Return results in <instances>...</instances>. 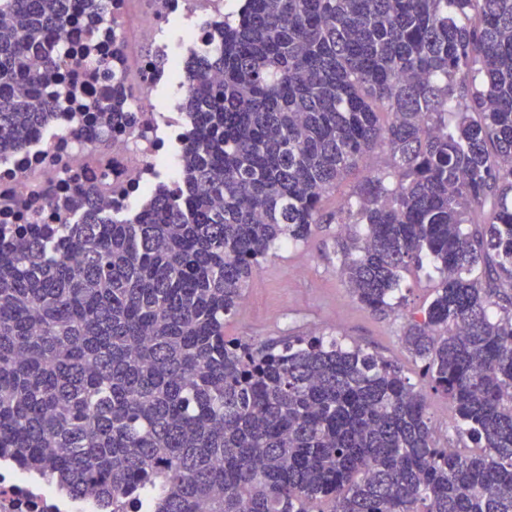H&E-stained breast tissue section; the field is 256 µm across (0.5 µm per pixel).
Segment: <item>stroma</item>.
Segmentation results:
<instances>
[{
    "label": "stroma",
    "mask_w": 512,
    "mask_h": 512,
    "mask_svg": "<svg viewBox=\"0 0 512 512\" xmlns=\"http://www.w3.org/2000/svg\"><path fill=\"white\" fill-rule=\"evenodd\" d=\"M347 186L327 198L322 224L307 242L278 250L257 268L238 313L226 320L224 331L258 343L285 336L316 334L341 336L397 365L427 402L439 445L452 438L455 411L448 398L436 392L423 375L422 363L402 342L406 312L426 303L435 286L425 276L410 273L403 283L405 304L386 314L362 308L352 297L341 272L336 238L342 225L331 216L344 202Z\"/></svg>",
    "instance_id": "35a3bbf8"
}]
</instances>
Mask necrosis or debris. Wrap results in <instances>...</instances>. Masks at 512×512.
Here are the masks:
<instances>
[{"label":"necrosis or debris","instance_id":"necrosis-or-debris-1","mask_svg":"<svg viewBox=\"0 0 512 512\" xmlns=\"http://www.w3.org/2000/svg\"><path fill=\"white\" fill-rule=\"evenodd\" d=\"M230 0H109L108 15L92 24L87 0H72L71 18L55 35L62 77L50 88L54 116L18 151L0 155V224H73L74 203L96 190L102 210L128 218L159 187L180 190V155L172 130L190 127L185 112L164 111L152 98L159 82L186 91L190 53L174 55L175 31L192 51L222 32ZM108 59V70L98 62ZM128 91V118L114 119L93 104L113 87ZM0 512H98L92 501L58 505L54 491L0 471Z\"/></svg>","mask_w":512,"mask_h":512}]
</instances>
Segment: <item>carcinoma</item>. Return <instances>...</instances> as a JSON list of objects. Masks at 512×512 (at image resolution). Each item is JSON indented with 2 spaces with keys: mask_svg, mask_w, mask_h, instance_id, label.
<instances>
[{
  "mask_svg": "<svg viewBox=\"0 0 512 512\" xmlns=\"http://www.w3.org/2000/svg\"><path fill=\"white\" fill-rule=\"evenodd\" d=\"M185 77L187 195L0 230V461L112 512H512V0H246ZM0 151L50 111L70 0H0ZM336 223L356 301L432 263L395 364L224 335L254 269Z\"/></svg>",
  "mask_w": 512,
  "mask_h": 512,
  "instance_id": "carcinoma-1",
  "label": "carcinoma"
}]
</instances>
